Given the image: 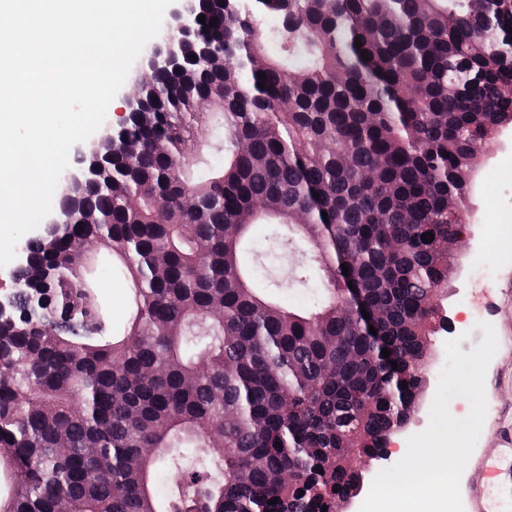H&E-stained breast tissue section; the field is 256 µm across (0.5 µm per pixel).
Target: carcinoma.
<instances>
[{
    "instance_id": "carcinoma-1",
    "label": "carcinoma",
    "mask_w": 512,
    "mask_h": 512,
    "mask_svg": "<svg viewBox=\"0 0 512 512\" xmlns=\"http://www.w3.org/2000/svg\"><path fill=\"white\" fill-rule=\"evenodd\" d=\"M224 2L197 0L214 53L147 71L119 146H88L95 181L52 199L85 205L33 240L25 284L52 272L54 319L0 322V512H336L415 412L445 244L512 126V0H268L257 30ZM300 212L298 269L327 275L308 314L248 287L243 258L253 225ZM88 241L129 283L121 334L85 287ZM159 466L191 476L160 494Z\"/></svg>"
}]
</instances>
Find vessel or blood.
<instances>
[{
  "label": "vessel or blood",
  "instance_id": "1",
  "mask_svg": "<svg viewBox=\"0 0 512 512\" xmlns=\"http://www.w3.org/2000/svg\"><path fill=\"white\" fill-rule=\"evenodd\" d=\"M497 451L471 469L466 512H512V432L497 433Z\"/></svg>",
  "mask_w": 512,
  "mask_h": 512
}]
</instances>
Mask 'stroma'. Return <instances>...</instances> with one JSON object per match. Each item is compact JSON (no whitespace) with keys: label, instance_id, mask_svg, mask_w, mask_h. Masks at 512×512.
<instances>
[{"label":"stroma","instance_id":"1","mask_svg":"<svg viewBox=\"0 0 512 512\" xmlns=\"http://www.w3.org/2000/svg\"><path fill=\"white\" fill-rule=\"evenodd\" d=\"M512 158V140L492 138L476 180L478 187L469 198L470 222L467 226L477 241L476 247H462L450 255L448 290L439 299L440 309L449 318H461L468 337L460 348L468 352L483 338L481 323L493 326L498 348L485 375L487 414L473 449L474 455H489L495 449L493 433L512 429V265L502 264L500 253L485 248L488 236L503 226H512V168L504 159ZM283 237V245H273L272 234ZM287 228L272 230L256 225L244 244L251 277L264 286L267 294L278 297L294 308L309 307L319 293L318 282L304 288L287 287L297 274V251L287 244ZM112 322L114 333H121L132 313L130 291L118 278L97 280L94 286ZM452 336L440 331L431 336L429 347V383L420 398L417 412L401 440L424 431L430 419L439 377L446 364V344Z\"/></svg>","mask_w":512,"mask_h":512}]
</instances>
